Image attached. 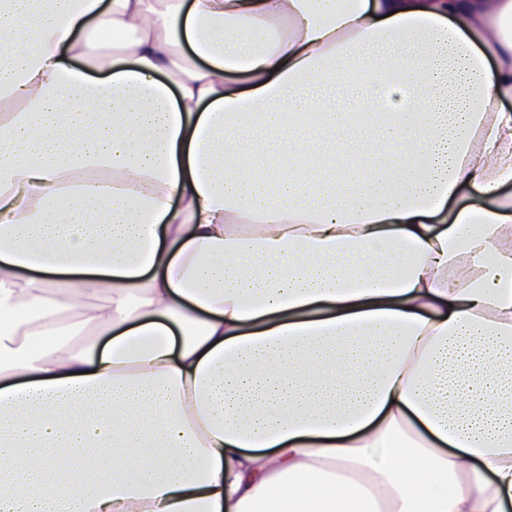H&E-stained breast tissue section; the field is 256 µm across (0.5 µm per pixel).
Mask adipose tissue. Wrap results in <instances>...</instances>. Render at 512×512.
<instances>
[{
  "mask_svg": "<svg viewBox=\"0 0 512 512\" xmlns=\"http://www.w3.org/2000/svg\"><path fill=\"white\" fill-rule=\"evenodd\" d=\"M508 100L512 0H0V512H507Z\"/></svg>",
  "mask_w": 512,
  "mask_h": 512,
  "instance_id": "ef3b65f1",
  "label": "adipose tissue"
}]
</instances>
